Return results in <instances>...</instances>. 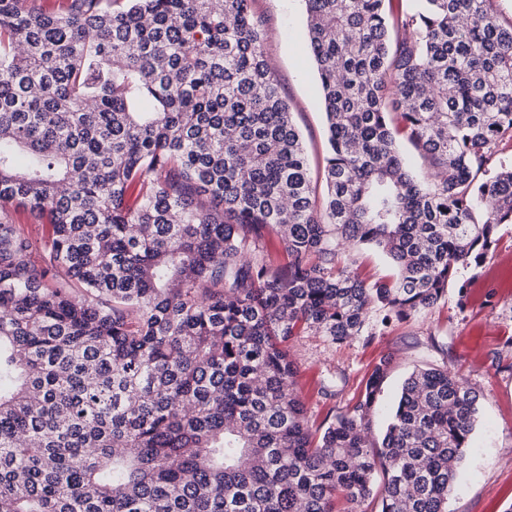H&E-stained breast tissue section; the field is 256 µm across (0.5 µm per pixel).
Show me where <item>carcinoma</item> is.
<instances>
[{
    "instance_id": "carcinoma-1",
    "label": "carcinoma",
    "mask_w": 512,
    "mask_h": 512,
    "mask_svg": "<svg viewBox=\"0 0 512 512\" xmlns=\"http://www.w3.org/2000/svg\"><path fill=\"white\" fill-rule=\"evenodd\" d=\"M303 2L320 204L252 0H0V512H449L479 391L444 361L383 408V354L316 422L287 343L370 345L512 224V23ZM356 265L368 281H374L378 278L388 276L392 273V268L387 259L375 251H363L355 256Z\"/></svg>"
}]
</instances>
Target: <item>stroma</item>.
Wrapping results in <instances>:
<instances>
[{
  "label": "stroma",
  "mask_w": 512,
  "mask_h": 512,
  "mask_svg": "<svg viewBox=\"0 0 512 512\" xmlns=\"http://www.w3.org/2000/svg\"><path fill=\"white\" fill-rule=\"evenodd\" d=\"M254 12L267 30V56L300 129L314 185H321L326 126L317 78L305 43L301 0H253ZM499 241L478 266L461 267L438 306L403 323L382 325L370 314L371 346L355 340L344 345L319 336L290 340L301 397L308 412L321 416L314 388L333 382L337 405H344L368 364L382 352L393 355L383 387L392 399L412 370L447 359L461 368L482 396L473 446L465 463L466 478L448 502L450 512H506L512 506V224L501 227Z\"/></svg>",
  "instance_id": "obj_1"
}]
</instances>
